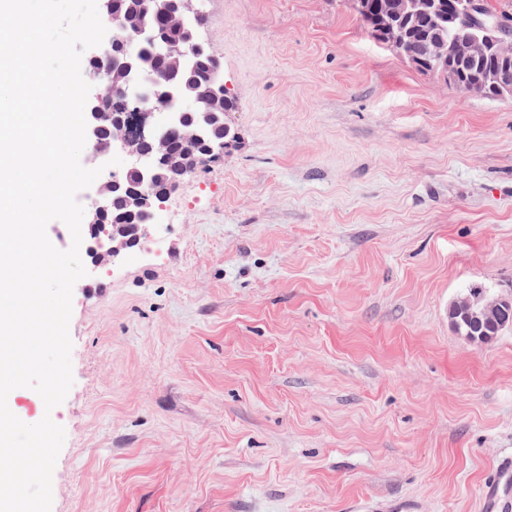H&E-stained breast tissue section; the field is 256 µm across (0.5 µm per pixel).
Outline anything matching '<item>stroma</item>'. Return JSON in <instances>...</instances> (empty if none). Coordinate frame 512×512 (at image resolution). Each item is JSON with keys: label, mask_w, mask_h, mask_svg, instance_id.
<instances>
[{"label": "stroma", "mask_w": 512, "mask_h": 512, "mask_svg": "<svg viewBox=\"0 0 512 512\" xmlns=\"http://www.w3.org/2000/svg\"><path fill=\"white\" fill-rule=\"evenodd\" d=\"M238 134L73 291L51 512H481L512 455V99L353 0H200Z\"/></svg>", "instance_id": "1"}]
</instances>
